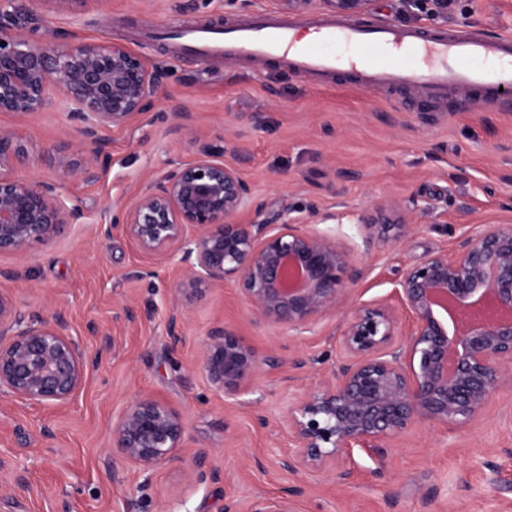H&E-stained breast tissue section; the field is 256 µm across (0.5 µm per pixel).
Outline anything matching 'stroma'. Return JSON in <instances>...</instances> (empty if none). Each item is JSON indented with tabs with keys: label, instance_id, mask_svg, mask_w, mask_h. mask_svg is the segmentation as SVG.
I'll use <instances>...</instances> for the list:
<instances>
[{
	"label": "stroma",
	"instance_id": "35a3bbf8",
	"mask_svg": "<svg viewBox=\"0 0 512 512\" xmlns=\"http://www.w3.org/2000/svg\"><path fill=\"white\" fill-rule=\"evenodd\" d=\"M325 0H91L82 11L45 0L41 32L57 42L120 43L164 74V96L141 121L105 132V154L91 164L70 124L68 103L24 120L0 112V126H21L38 164L29 179L55 182L81 216L53 245L0 254V283L22 320L65 314L71 335L96 362L64 407L0 395V512H255L290 497L293 512H512V389L463 429L429 423L399 436L384 464L354 449L336 471L284 473L292 451L285 416L295 393L317 389L340 356L351 306L397 307L399 270L434 252L455 250L473 224L512 225V100L482 105L449 100L447 109L365 91L346 75L324 83L287 63L201 58L160 31L221 26L261 12L328 13ZM357 20L427 30L465 28L485 37L512 34V0H457L447 17L403 13L399 0H364ZM191 115L182 122L174 108ZM224 152L266 213L289 206L346 213L328 225L352 247L358 272L348 302L296 331L255 318L236 286L200 285L174 293L182 268L138 251L119 221L126 203L172 163L202 144ZM60 151L64 165L41 162ZM95 177H87L86 167ZM406 225L399 240L363 245L359 216ZM110 237H102L103 224ZM179 312L180 341L167 334ZM235 333L266 356L239 391L210 387L199 366L208 331ZM177 408L187 425L179 460L144 473L109 455L112 426L136 397Z\"/></svg>",
	"mask_w": 512,
	"mask_h": 512
}]
</instances>
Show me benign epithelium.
<instances>
[{"mask_svg":"<svg viewBox=\"0 0 512 512\" xmlns=\"http://www.w3.org/2000/svg\"><path fill=\"white\" fill-rule=\"evenodd\" d=\"M42 0H0V112L24 119L44 110L50 90L70 105L69 119L94 160L103 133L144 118L160 99L163 74L130 48L114 43L63 44L22 30ZM450 0H404L435 15ZM33 160L17 130L0 127V254L22 256L30 244H53L80 217L54 183L29 181L19 169ZM252 209L250 224L238 216ZM249 183L201 145L196 159L162 173L124 207L127 237L157 261L178 258L183 296L203 283L233 281L259 318L296 330L345 304L352 249L319 228L334 212L306 216L282 209L261 218ZM363 241L399 240L403 224L361 220ZM411 319L402 332L384 303L351 309L341 332L342 360L314 391L297 394L286 424L295 448L280 462L294 473L341 463L354 449L383 461L410 426L464 427L497 393L512 387V225L479 224L453 253L438 251L394 281ZM265 360L233 333H208L200 367L217 391L247 385ZM89 357L58 312L29 324L16 319L0 293V394L29 404H67L85 381ZM186 424L180 412L150 396L130 402L112 427L110 452L150 472L177 460Z\"/></svg>","mask_w":512,"mask_h":512,"instance_id":"obj_1","label":"benign epithelium"}]
</instances>
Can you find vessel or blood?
Segmentation results:
<instances>
[{
    "label": "vessel or blood",
    "mask_w": 512,
    "mask_h": 512,
    "mask_svg": "<svg viewBox=\"0 0 512 512\" xmlns=\"http://www.w3.org/2000/svg\"><path fill=\"white\" fill-rule=\"evenodd\" d=\"M305 27L316 31L315 41L299 42ZM177 37L195 55L280 58L306 78L344 69L366 91L397 86L435 100L453 91L475 102L512 93L511 34L488 39L470 31H428L341 15L278 20L259 14L230 27H193Z\"/></svg>",
    "instance_id": "obj_1"
}]
</instances>
